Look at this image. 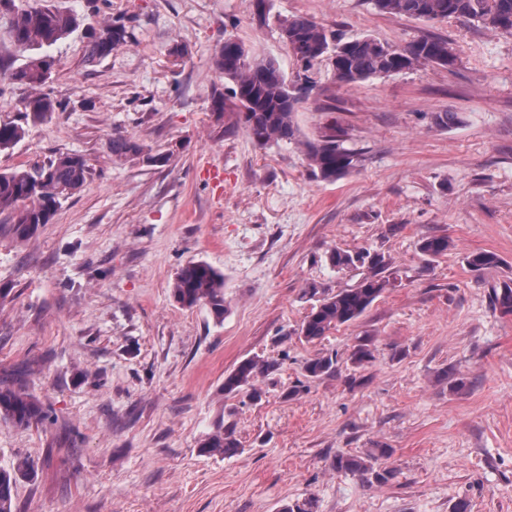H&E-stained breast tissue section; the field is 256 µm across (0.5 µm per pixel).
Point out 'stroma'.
<instances>
[{"mask_svg":"<svg viewBox=\"0 0 512 512\" xmlns=\"http://www.w3.org/2000/svg\"><path fill=\"white\" fill-rule=\"evenodd\" d=\"M81 28L49 47L44 93L60 104L32 122L0 170L84 156L86 185L51 223L23 236L0 213V385H22L48 418L0 421V468L36 466L17 512H277L315 497L318 512H512V36L459 19L378 13L370 0H55ZM305 16L347 38L405 46L447 38L454 68L417 67L345 85L329 62L297 107L302 142L330 130L359 153L335 182L307 172L301 144H256L211 109L225 38L302 71L282 21ZM123 20L130 41L85 62L84 27ZM186 47L182 58L175 48ZM454 112L442 128L435 113ZM123 136L165 163L124 161ZM448 237L428 258L422 238ZM385 257L392 285L357 321L308 343L296 331L309 285L358 284L334 249ZM497 255L475 272L472 253ZM224 275L228 312L177 304L189 261ZM368 344L372 357L349 356ZM259 355L278 363L261 401L225 399L224 376ZM333 355L336 374L304 363ZM233 423L241 449L206 456L200 439ZM378 454L386 484L336 471V455Z\"/></svg>","mask_w":512,"mask_h":512,"instance_id":"stroma-1","label":"stroma"}]
</instances>
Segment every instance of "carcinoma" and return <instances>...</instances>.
Segmentation results:
<instances>
[{
  "instance_id": "cac0c4a2",
  "label": "carcinoma",
  "mask_w": 512,
  "mask_h": 512,
  "mask_svg": "<svg viewBox=\"0 0 512 512\" xmlns=\"http://www.w3.org/2000/svg\"><path fill=\"white\" fill-rule=\"evenodd\" d=\"M371 4L381 14L424 21L453 17L477 23L497 34L512 35V0H371ZM78 27V18L51 4V0H39L33 6L17 10L12 22V38L31 55L27 56L23 65L10 70L9 79L32 87L46 84L55 60L43 53L42 49L69 36ZM110 27V42L103 44L93 39L88 44L87 63H96L112 50L128 43L130 33L125 25L114 21ZM280 35L288 47L295 42L305 47V53L297 58V62L306 70L316 63L315 52L323 47L335 46L332 65L338 80L346 84L426 65L451 68L457 60L453 47L442 37L426 36L398 48L371 37L346 40L336 30L303 16L284 21ZM226 42L232 47L220 48L214 64L224 75V83L230 84L231 93L214 94L213 111L236 113L243 119L249 135L262 146L280 141H299L294 115L297 105L312 87L305 86L295 97H289L285 83L265 82L259 77V70L276 66L274 61L259 59L253 65L240 66L237 57L246 48L230 37ZM57 108V102L45 93L30 97L23 104V119L0 123V152L13 149L25 138L28 120H45ZM110 149L112 155L119 159H142L149 163L163 160V157L151 154L147 146L130 138H113ZM304 156L311 175L325 182H334L349 175L358 163L357 154L332 133L316 142L306 143ZM89 175L85 158L78 154H61L42 166L22 164L1 171L0 213L13 212L18 232L29 235L37 231L39 226L50 223L62 201L79 192ZM448 246L446 236H427L420 243V252L434 258L445 254ZM329 261L339 270L366 264L369 274L353 288L332 293L324 290L310 292V297L316 298V303L311 306L298 329L299 337L307 342L319 340L358 319L390 284L388 277L383 275L387 262L382 256L336 250L330 254ZM467 263L473 270L481 271L498 264L499 259L493 253L479 252L469 255ZM171 291L174 300L183 307L207 305L218 317L227 312L224 274L204 261H190L182 266L175 275ZM277 369V362L257 355L242 360L224 376V397L244 395L254 400L261 398L258 378L268 377ZM303 370L307 377L314 380L332 376L336 373V358L323 355L311 359L304 364ZM45 418L42 406L28 390L21 386H0V420L29 426ZM239 448L234 429L222 421L199 443V452L209 456L233 455ZM333 466L338 472H350L378 484L387 483L396 476L394 469L376 467L372 461L358 456L338 454ZM31 468L30 461L25 459L13 469H0V512H15L17 482Z\"/></svg>"
}]
</instances>
